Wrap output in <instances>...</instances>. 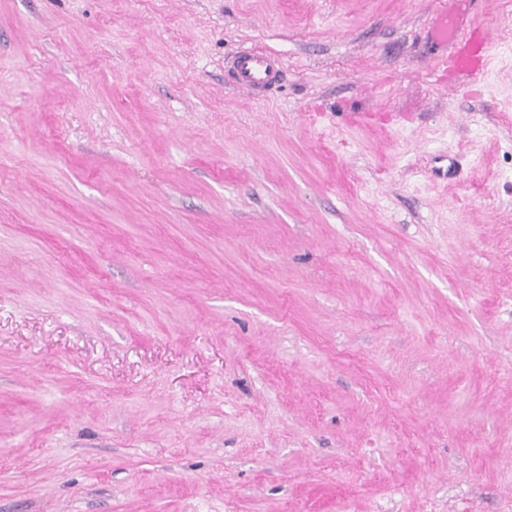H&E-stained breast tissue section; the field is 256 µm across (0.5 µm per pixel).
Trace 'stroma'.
I'll list each match as a JSON object with an SVG mask.
<instances>
[{"instance_id": "35a3bbf8", "label": "stroma", "mask_w": 512, "mask_h": 512, "mask_svg": "<svg viewBox=\"0 0 512 512\" xmlns=\"http://www.w3.org/2000/svg\"><path fill=\"white\" fill-rule=\"evenodd\" d=\"M0 512H512V0H0ZM434 36L440 44L451 45L454 48L464 40V33L460 30L457 18H448L446 11L434 28ZM231 68L238 84L252 94L264 92L280 79L282 63L267 51L245 50L236 55Z\"/></svg>"}]
</instances>
